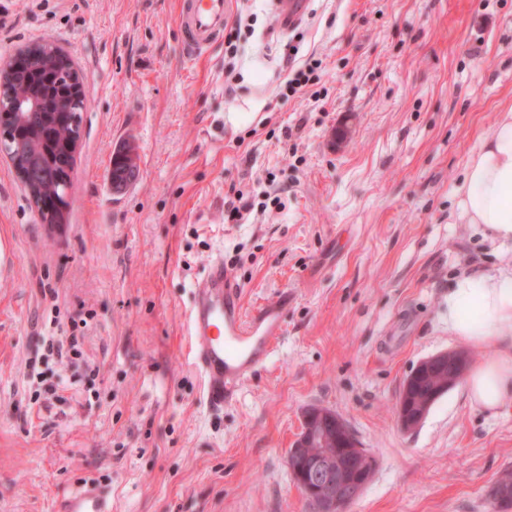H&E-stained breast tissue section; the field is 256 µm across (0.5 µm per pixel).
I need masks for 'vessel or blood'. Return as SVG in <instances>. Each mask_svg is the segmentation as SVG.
Listing matches in <instances>:
<instances>
[{"mask_svg": "<svg viewBox=\"0 0 512 512\" xmlns=\"http://www.w3.org/2000/svg\"><path fill=\"white\" fill-rule=\"evenodd\" d=\"M230 0H179L178 26L183 52L197 57L224 32ZM287 297L244 312L241 290L223 259L207 265L192 293L189 312L190 355L203 378V399L212 411L223 410L241 386L272 356L284 332ZM59 512H112L108 492L91 485L63 500Z\"/></svg>", "mask_w": 512, "mask_h": 512, "instance_id": "obj_1", "label": "vessel or blood"}]
</instances>
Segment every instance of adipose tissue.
I'll return each instance as SVG.
<instances>
[{
    "instance_id": "adipose-tissue-1",
    "label": "adipose tissue",
    "mask_w": 512,
    "mask_h": 512,
    "mask_svg": "<svg viewBox=\"0 0 512 512\" xmlns=\"http://www.w3.org/2000/svg\"><path fill=\"white\" fill-rule=\"evenodd\" d=\"M455 198L462 223L477 225L491 243L512 245V108L473 153ZM448 331L470 345L512 336V268L458 278L448 291ZM467 388L471 403L487 411L512 399V350L476 366Z\"/></svg>"
}]
</instances>
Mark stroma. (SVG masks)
<instances>
[{"mask_svg": "<svg viewBox=\"0 0 512 512\" xmlns=\"http://www.w3.org/2000/svg\"><path fill=\"white\" fill-rule=\"evenodd\" d=\"M0 4V60L52 41L88 105L64 228L0 154V512H56L91 480L112 512H316L287 461L311 408L375 459L345 512H495L512 400L482 410L461 383L410 432L397 407L419 361L463 347L449 288L501 267L455 189L512 107V0H307L294 31L256 0L232 81L223 43L184 56L177 0ZM292 45L322 66L284 102ZM123 144L139 178L116 193ZM238 192L281 203L238 224ZM218 255L245 310L284 293L288 312L268 366L210 413L187 310Z\"/></svg>", "mask_w": 512, "mask_h": 512, "instance_id": "obj_1", "label": "stroma"}]
</instances>
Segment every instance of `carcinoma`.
Returning a JSON list of instances; mask_svg holds the SVG:
<instances>
[{
	"label": "carcinoma",
	"mask_w": 512,
	"mask_h": 512,
	"mask_svg": "<svg viewBox=\"0 0 512 512\" xmlns=\"http://www.w3.org/2000/svg\"><path fill=\"white\" fill-rule=\"evenodd\" d=\"M70 78V70L57 68L38 58L28 68L5 78L0 84V102L3 105L20 99L38 103L37 107L22 111L23 134L15 139L12 150L29 163L31 177L46 195L56 191L57 180L63 173L62 165L70 163L65 152V135L69 127L59 115L67 101ZM69 105L70 112L77 116L78 121H83L86 98L71 101ZM110 176L112 185L118 190L137 181L139 168L131 146L125 144L113 153ZM505 490L512 493L511 469L503 471L492 484L489 497L494 499Z\"/></svg>",
	"instance_id": "1"
}]
</instances>
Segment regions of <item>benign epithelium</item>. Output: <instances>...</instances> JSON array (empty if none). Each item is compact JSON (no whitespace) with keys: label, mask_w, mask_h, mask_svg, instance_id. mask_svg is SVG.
Wrapping results in <instances>:
<instances>
[{"label":"benign epithelium","mask_w":512,"mask_h":512,"mask_svg":"<svg viewBox=\"0 0 512 512\" xmlns=\"http://www.w3.org/2000/svg\"><path fill=\"white\" fill-rule=\"evenodd\" d=\"M30 61L28 48L17 52L9 61L0 64V74L18 72ZM20 104L8 108L0 104V149L3 141L11 140V128L19 119ZM13 166L26 189L32 206L49 226L63 223L69 207L68 180L60 182V198L47 207L38 198L33 187L20 172L19 159ZM470 366L469 354L464 350L437 353L421 360L407 376L398 403L397 415L401 428L410 432L417 428L430 412L435 400L446 390L460 383ZM339 443V449L330 454L323 452L327 443ZM290 470L299 490L317 503L319 512H343L355 501L366 486L374 459L359 447L342 419L326 410L307 411L304 426L288 451Z\"/></svg>","instance_id":"1"}]
</instances>
